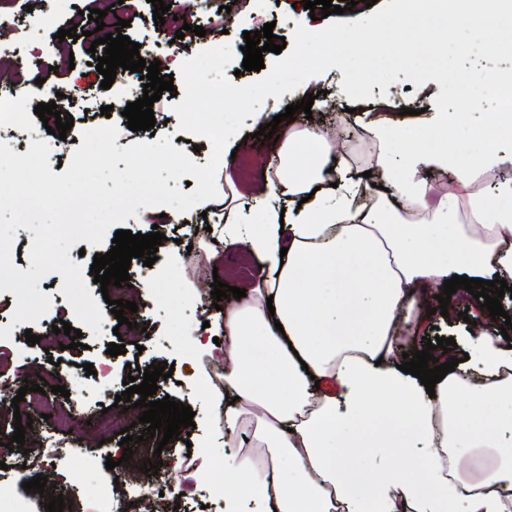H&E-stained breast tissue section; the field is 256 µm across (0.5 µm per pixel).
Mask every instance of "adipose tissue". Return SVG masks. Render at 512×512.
Wrapping results in <instances>:
<instances>
[{
    "instance_id": "1",
    "label": "adipose tissue",
    "mask_w": 512,
    "mask_h": 512,
    "mask_svg": "<svg viewBox=\"0 0 512 512\" xmlns=\"http://www.w3.org/2000/svg\"><path fill=\"white\" fill-rule=\"evenodd\" d=\"M470 94L497 97L499 146L454 150L464 114L413 116L405 144L395 105L377 102L367 132L401 146L379 183L303 129L271 143L278 164L252 199L251 232L225 222L257 277L224 312V512H512V345L480 325L459 363L427 394L401 371L404 322L421 287L452 276L512 282V84L470 74ZM453 169L458 190L434 197L425 168ZM497 174L490 190L477 177ZM383 467L362 463L369 449ZM468 448H492L489 475L463 479Z\"/></svg>"
}]
</instances>
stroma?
<instances>
[{
	"label": "stroma",
	"instance_id": "35a3bbf8",
	"mask_svg": "<svg viewBox=\"0 0 512 512\" xmlns=\"http://www.w3.org/2000/svg\"><path fill=\"white\" fill-rule=\"evenodd\" d=\"M93 9L105 11V30L109 33L116 30L117 19L128 20V27L121 30L123 35L139 44L143 59L160 61L163 75L173 78V91L163 92L160 100L153 104V130L132 131L127 127L126 117L117 112L108 117L102 115V106L126 86L127 72L118 70L111 88L101 89L102 76L90 64L91 40L87 36L88 31L95 29V22H84L85 34L79 39L61 41L56 37L59 29L69 28L71 20L77 19L79 11ZM305 15L302 0H202L194 23L204 27L205 36L194 35L179 41L175 34L182 28V20L169 17L164 24H155L149 0H124L119 6L113 5L112 0H65L61 5L55 0H0V86L16 87L15 101L26 113H33L38 103L53 100L62 116H73L74 124L65 137L55 134L45 137L52 146L48 155L51 167L70 163L75 142L84 130L109 124L119 131L117 147L147 142L154 136L168 137L179 141L181 150L190 154L196 165L203 166L210 160V149L194 150L189 133L181 131L173 110L174 104L184 97L180 78L182 64L217 43L240 48L244 44V32L261 29L270 22L275 25L274 35L293 43L296 27ZM342 79L343 73L336 67L316 76L318 87L334 104L340 121L353 132L352 137L338 140V151L358 167L368 169L377 152L362 131L364 114L370 111L371 105L366 100H349L342 90ZM78 85L95 92L96 109L86 108L74 94L72 98L56 100L57 89L73 93ZM255 130L252 122H245L240 135L230 140L221 159L227 174L238 180L237 189H228L225 182H218V197L179 214L172 223L154 225L143 208L139 209L137 217L125 222V229L135 233L146 234L156 229L165 235L152 267L142 268L136 260L128 270L131 286L124 297L139 305L137 312L130 316L137 324L136 329L119 325L109 304L103 303L100 287L89 273L95 254L107 253L104 245H89L82 251L74 247L69 251L70 259L79 261L86 270L85 280L93 298L100 301L104 315L100 333L84 330L80 349H70L69 336L52 332L53 325L59 321L75 320L62 292L60 274L44 277L51 307L29 327L13 321L15 295L9 291L0 293V329L11 331L9 339L0 340V385L10 386L33 378L39 369L47 367L49 360H58L60 370L67 377V390L73 395H84L88 415L87 421L76 422L68 432L48 420L26 435L27 440L40 448L82 447L86 464L81 471L74 472L62 464L48 462L35 471L13 467L15 455L9 452L7 445L14 432L15 415L0 414V485L11 490L10 496L0 499V512H13L15 498L25 493L24 481L37 474L48 478L46 494H62L65 505L71 507L109 484L113 473L99 457V442L130 426L142 413L138 407L126 410L116 406L115 397L122 394L130 367L144 368L162 361L173 364L174 372L172 377L161 381L156 399L171 398L189 405L195 414L196 427L189 438L191 454L186 459L177 458L167 476L168 482L181 491L178 512H202L208 502L206 488L223 482L224 470L219 462L224 458V430L218 408L203 395L202 388L214 384L219 376L217 366L222 358L215 355L213 349L215 339L224 335L219 327L224 314L214 308L212 286L197 280L195 268L199 261H207L217 267L218 278L222 281L245 282L255 275L243 247L214 246L207 231L208 225L224 221V193H232L234 202L238 203L249 200L261 188L268 148L255 138ZM479 309L477 301L466 304L456 300L449 304L447 315L418 313L416 319L420 328L415 347H424L426 339L438 336L465 341L470 325L464 322L461 313L467 310L475 315ZM208 324L213 327L209 333L204 330ZM30 334L39 338L50 336L51 341L32 345L26 341ZM118 336L128 347L126 353L113 357L107 348ZM87 362L98 369L108 368L111 386H100L97 376L86 375L83 365Z\"/></svg>",
	"mask_w": 512,
	"mask_h": 512
}]
</instances>
